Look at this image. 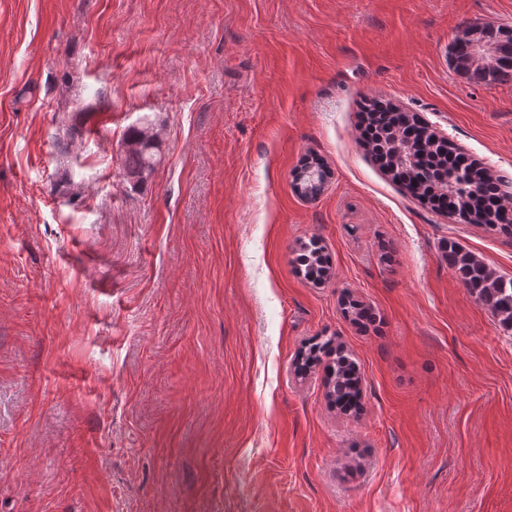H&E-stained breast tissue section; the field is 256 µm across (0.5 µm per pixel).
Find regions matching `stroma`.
Here are the masks:
<instances>
[{"label": "stroma", "instance_id": "1", "mask_svg": "<svg viewBox=\"0 0 512 512\" xmlns=\"http://www.w3.org/2000/svg\"><path fill=\"white\" fill-rule=\"evenodd\" d=\"M468 24L512 0H0V512H512V334L441 257L512 276V236L358 137L387 101L512 177V80L448 58ZM314 338L358 363L359 416L296 374ZM151 123L131 128L124 140V166L131 177L143 179L150 175L159 162L157 144L159 135ZM295 261L304 277L313 282H321L328 275V258L315 240L301 245Z\"/></svg>", "mask_w": 512, "mask_h": 512}]
</instances>
